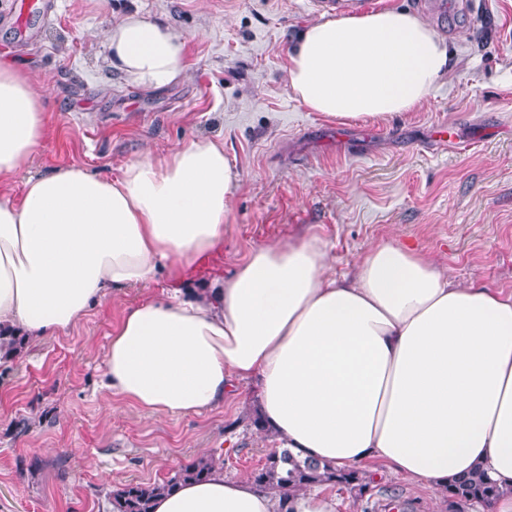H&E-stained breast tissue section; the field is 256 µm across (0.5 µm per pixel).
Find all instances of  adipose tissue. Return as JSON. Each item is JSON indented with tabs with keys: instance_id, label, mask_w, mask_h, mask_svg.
Here are the masks:
<instances>
[{
	"instance_id": "adipose-tissue-1",
	"label": "adipose tissue",
	"mask_w": 512,
	"mask_h": 512,
	"mask_svg": "<svg viewBox=\"0 0 512 512\" xmlns=\"http://www.w3.org/2000/svg\"><path fill=\"white\" fill-rule=\"evenodd\" d=\"M109 67L146 93L184 77V41L138 14L105 33ZM448 43L392 6L305 27L288 85L309 111L386 121L420 106L448 72ZM47 98L0 62V334H64L112 289L176 280L168 298L127 309L112 331L111 395L176 416L255 407L277 450L447 493L479 470L512 512V293L455 282L432 256L376 244L351 274L329 273L320 238L258 247L215 283L181 278L224 244L239 175L220 141L199 139L127 164L116 178L78 167L26 175L46 136ZM336 512L302 490L281 503L252 479L216 470L158 497L152 512Z\"/></svg>"
}]
</instances>
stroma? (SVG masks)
<instances>
[{
	"label": "stroma",
	"instance_id": "obj_1",
	"mask_svg": "<svg viewBox=\"0 0 512 512\" xmlns=\"http://www.w3.org/2000/svg\"><path fill=\"white\" fill-rule=\"evenodd\" d=\"M430 24L452 66L414 111L347 123L308 111L288 85V48L322 20L307 0H0V60L50 94L49 134L30 171L79 167L102 177L196 138L223 141L239 174L224 248L185 278L229 275L252 249L315 235L336 276L371 245L407 242L458 281L512 293V0H381ZM186 42L187 77L145 96L106 65L104 33L126 15ZM452 126L440 147L434 130ZM167 274L113 291L68 333L28 342L0 365V512H112V491L173 476L196 458L247 477L273 445L254 426L255 392L199 414L149 413L102 387L123 312L172 291ZM398 512H448L435 491L393 474Z\"/></svg>",
	"mask_w": 512,
	"mask_h": 512
}]
</instances>
